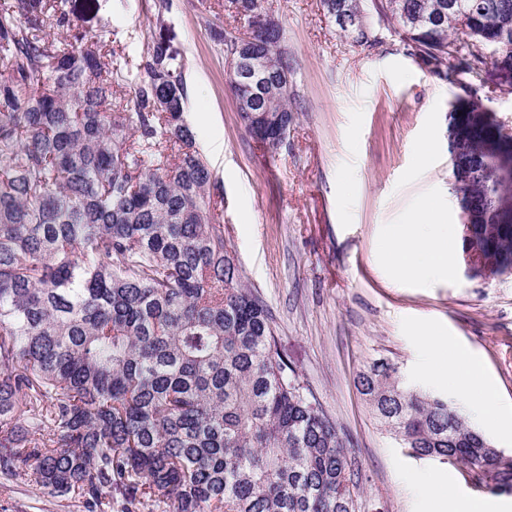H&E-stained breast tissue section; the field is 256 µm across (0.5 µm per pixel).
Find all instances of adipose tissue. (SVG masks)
<instances>
[{"label":"adipose tissue","mask_w":512,"mask_h":512,"mask_svg":"<svg viewBox=\"0 0 512 512\" xmlns=\"http://www.w3.org/2000/svg\"><path fill=\"white\" fill-rule=\"evenodd\" d=\"M451 248L446 224L432 202L424 198L416 208L414 237L393 242L387 257L398 275L423 280L447 271ZM419 341L424 353L434 359L432 374L437 381L449 384L460 398L469 401L476 418L495 415L497 394L487 384L477 360L458 349H442L437 336L423 335Z\"/></svg>","instance_id":"ef3b65f1"}]
</instances>
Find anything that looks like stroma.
Returning a JSON list of instances; mask_svg holds the SVG:
<instances>
[{"label":"stroma","mask_w":512,"mask_h":512,"mask_svg":"<svg viewBox=\"0 0 512 512\" xmlns=\"http://www.w3.org/2000/svg\"><path fill=\"white\" fill-rule=\"evenodd\" d=\"M156 2L69 0L70 25L92 39L114 33L133 60L163 38L183 61L197 147L224 141L223 157L209 162L224 242L272 315L278 353L347 442L362 477L358 512H435L413 475L450 482L457 499L481 497L501 512L512 493L491 492L465 466L413 456L355 384L360 371L386 362L403 386L449 397L429 379L417 341L431 330L479 360L501 406H512V276L470 277L457 248L429 282L398 276L384 259L386 243L409 234L420 196L461 231L448 153L455 86L404 50L393 23L376 22L380 44L367 49L336 30L320 0H267L285 29L296 111L273 150L244 128L214 36L242 35L246 20L225 12L224 0H166L162 10ZM428 139L434 152L424 161ZM0 512L85 510L0 478Z\"/></svg>","instance_id":"1"}]
</instances>
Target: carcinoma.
I'll use <instances>...</instances> for the list:
<instances>
[{
    "label": "carcinoma",
    "mask_w": 512,
    "mask_h": 512,
    "mask_svg": "<svg viewBox=\"0 0 512 512\" xmlns=\"http://www.w3.org/2000/svg\"><path fill=\"white\" fill-rule=\"evenodd\" d=\"M68 0H0V475L95 512H355L360 476L320 402L276 349L266 306L213 223V173L184 120L183 65L163 41L135 67L69 30ZM361 47L360 12L394 21L411 54L459 88L458 148L475 199L512 195L483 165L480 48L512 70V0H321ZM261 0H224L247 19ZM66 29L64 35L50 28ZM257 51L249 115L292 124L285 30ZM129 84L119 106L115 88ZM512 262V223L483 247ZM357 384L419 458L484 471L512 492V458L448 401L378 365Z\"/></svg>",
    "instance_id": "carcinoma-1"
}]
</instances>
